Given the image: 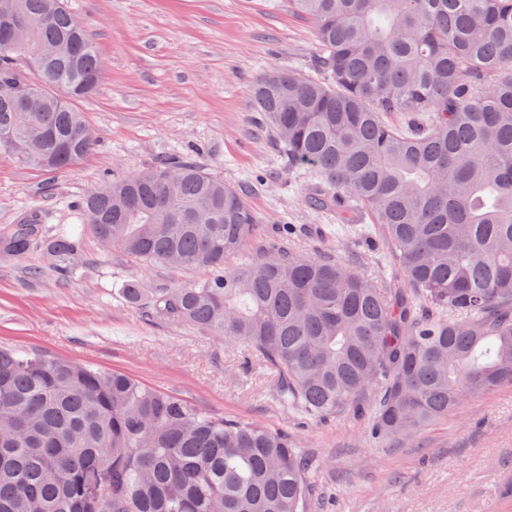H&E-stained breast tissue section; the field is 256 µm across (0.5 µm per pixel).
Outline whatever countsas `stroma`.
Listing matches in <instances>:
<instances>
[{
  "label": "stroma",
  "instance_id": "1",
  "mask_svg": "<svg viewBox=\"0 0 512 512\" xmlns=\"http://www.w3.org/2000/svg\"><path fill=\"white\" fill-rule=\"evenodd\" d=\"M106 61L77 107L97 146L60 173L0 154V232L41 228L42 246L0 256V345L47 351L134 376L202 411L286 433L313 462L309 512H489L512 486V383L474 395L411 437L378 438L369 406L335 417L283 407L273 376L235 341L152 316L122 290L190 285L204 270L142 265L105 250L79 221L82 198L105 182L188 157L230 184L249 183L266 248L282 241L332 254L372 280H392L385 242L336 231L313 208L305 171L283 167L249 89L264 72H312L310 20L286 0H68ZM80 234L60 274L45 248Z\"/></svg>",
  "mask_w": 512,
  "mask_h": 512
}]
</instances>
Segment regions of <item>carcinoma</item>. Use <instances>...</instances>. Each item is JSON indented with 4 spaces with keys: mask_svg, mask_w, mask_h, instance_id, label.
<instances>
[{
    "mask_svg": "<svg viewBox=\"0 0 512 512\" xmlns=\"http://www.w3.org/2000/svg\"><path fill=\"white\" fill-rule=\"evenodd\" d=\"M313 23L316 77L251 88L288 170L341 224L376 230L397 286L331 256L258 245L244 187L171 161L105 184L81 219L139 262L209 277L145 297L159 316L242 344L280 403L328 417L369 402L379 436L413 435L512 381V0H288ZM26 29L0 53V150L63 171L95 137L75 102L105 61L65 0H0ZM407 116L403 123L392 116ZM36 224L0 235L26 254ZM59 270L79 245L46 244ZM288 435L206 413L133 377L0 346V512H307Z\"/></svg>",
    "mask_w": 512,
    "mask_h": 512,
    "instance_id": "1",
    "label": "carcinoma"
}]
</instances>
